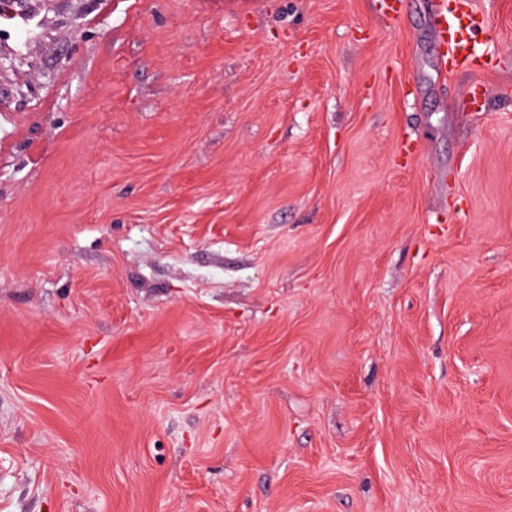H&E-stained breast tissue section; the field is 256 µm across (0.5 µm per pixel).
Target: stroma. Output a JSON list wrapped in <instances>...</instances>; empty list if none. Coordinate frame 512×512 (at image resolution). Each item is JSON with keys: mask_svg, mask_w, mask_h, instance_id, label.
I'll list each match as a JSON object with an SVG mask.
<instances>
[{"mask_svg": "<svg viewBox=\"0 0 512 512\" xmlns=\"http://www.w3.org/2000/svg\"><path fill=\"white\" fill-rule=\"evenodd\" d=\"M473 2L493 64L444 76L429 0H27L0 512H512V0Z\"/></svg>", "mask_w": 512, "mask_h": 512, "instance_id": "stroma-1", "label": "stroma"}]
</instances>
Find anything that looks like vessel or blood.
Instances as JSON below:
<instances>
[{
  "label": "vessel or blood",
  "instance_id": "1",
  "mask_svg": "<svg viewBox=\"0 0 512 512\" xmlns=\"http://www.w3.org/2000/svg\"><path fill=\"white\" fill-rule=\"evenodd\" d=\"M430 12L443 64L459 70L482 65L474 50V38L490 33L487 16L474 9L471 0H431Z\"/></svg>",
  "mask_w": 512,
  "mask_h": 512
}]
</instances>
